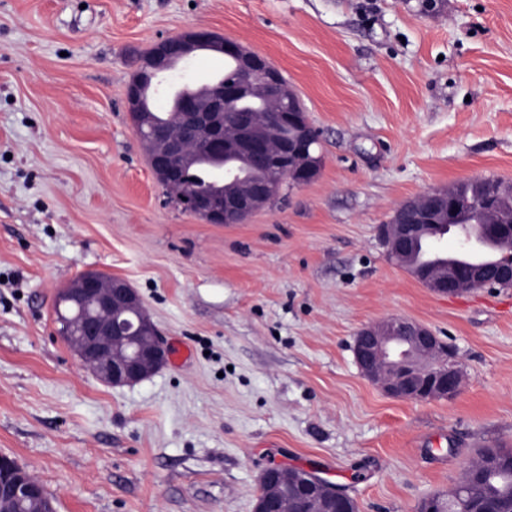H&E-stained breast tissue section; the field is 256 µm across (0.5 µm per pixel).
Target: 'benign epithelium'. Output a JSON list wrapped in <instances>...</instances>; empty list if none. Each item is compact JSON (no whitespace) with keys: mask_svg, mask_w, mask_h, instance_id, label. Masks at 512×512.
<instances>
[{"mask_svg":"<svg viewBox=\"0 0 512 512\" xmlns=\"http://www.w3.org/2000/svg\"><path fill=\"white\" fill-rule=\"evenodd\" d=\"M204 43L231 52L239 61L237 85L214 83L205 96L182 102L169 122H161L143 104L144 90L172 70L173 62L186 61ZM257 95L268 101L266 112H237L230 100ZM128 110L136 135L147 145L153 174L164 186H177L185 172L207 158L224 165V155L240 156L242 167L257 178L225 189L220 182L203 195L180 196L181 204L209 224H240L281 193L284 184L304 186L316 177L321 156L312 149L311 134L285 87L281 72L264 56L239 44L219 39L203 28H192L166 38L142 60L127 90ZM453 195L433 190L406 204L410 214L382 228L389 256L433 292L452 295L469 288H497L512 281V253L506 268L486 263L452 264L427 269L415 260L418 246L443 237L452 224L442 216ZM494 203L481 201L476 218L481 226L494 227V236L460 237L467 249H478L489 240L512 244V224H498ZM63 324V340L81 364L107 385H130L149 378L166 362V348L140 294L120 277L100 279L83 273L69 287L55 294ZM354 358L360 373L395 399L424 401L450 399L461 390L463 376L457 351L427 327L401 318H390L363 328L354 341ZM283 477L281 467L270 466L260 476L254 512H340L341 489L316 475ZM455 499L429 498L419 512H454ZM0 512H56L43 486L12 459L0 456Z\"/></svg>","mask_w":512,"mask_h":512,"instance_id":"7a95c632","label":"benign epithelium"}]
</instances>
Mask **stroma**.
Returning a JSON list of instances; mask_svg holds the SVG:
<instances>
[{
  "instance_id": "obj_1",
  "label": "stroma",
  "mask_w": 512,
  "mask_h": 512,
  "mask_svg": "<svg viewBox=\"0 0 512 512\" xmlns=\"http://www.w3.org/2000/svg\"><path fill=\"white\" fill-rule=\"evenodd\" d=\"M202 27L268 58L319 133L316 178L241 224L156 180L126 89ZM512 182V0H0V455L56 512H253L270 464L359 512H417L512 448V288L441 295L378 237L407 201ZM190 351L108 386L58 334L87 271ZM398 316L453 345L454 399L397 400L354 339Z\"/></svg>"
}]
</instances>
